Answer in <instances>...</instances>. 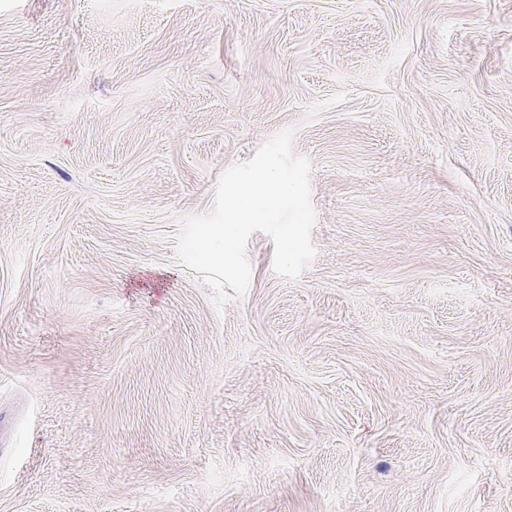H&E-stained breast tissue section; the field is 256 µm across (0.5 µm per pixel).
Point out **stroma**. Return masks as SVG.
Masks as SVG:
<instances>
[{"label":"stroma","mask_w":512,"mask_h":512,"mask_svg":"<svg viewBox=\"0 0 512 512\" xmlns=\"http://www.w3.org/2000/svg\"><path fill=\"white\" fill-rule=\"evenodd\" d=\"M283 131L315 256L216 309ZM0 512H512V0H0Z\"/></svg>","instance_id":"obj_1"}]
</instances>
